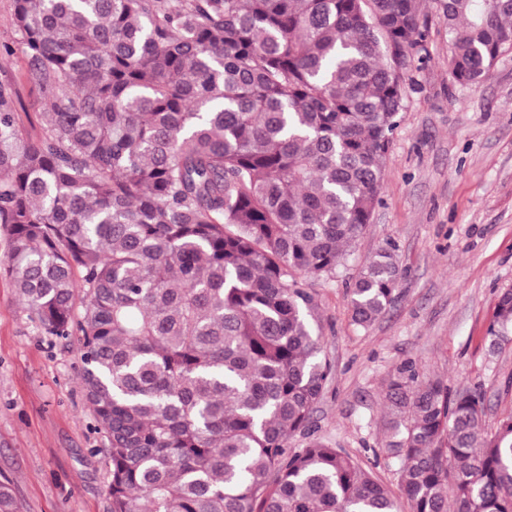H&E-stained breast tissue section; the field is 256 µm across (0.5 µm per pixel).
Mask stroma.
Returning a JSON list of instances; mask_svg holds the SVG:
<instances>
[{
	"label": "stroma",
	"instance_id": "obj_1",
	"mask_svg": "<svg viewBox=\"0 0 512 512\" xmlns=\"http://www.w3.org/2000/svg\"><path fill=\"white\" fill-rule=\"evenodd\" d=\"M425 49L408 71L403 119L386 158L380 203L345 268L318 285L320 332L335 375L313 418L321 437L373 465L390 490L394 465L384 397L405 360L450 387L480 385L486 424L512 413V342L485 344L498 293L512 288V49L474 85L451 75L448 35L437 0ZM26 56L0 60L26 138L44 134V99ZM397 247L393 305L366 329L351 322L348 285L385 243ZM72 340L45 333L0 274V482L22 512H110L106 438L80 382Z\"/></svg>",
	"mask_w": 512,
	"mask_h": 512
}]
</instances>
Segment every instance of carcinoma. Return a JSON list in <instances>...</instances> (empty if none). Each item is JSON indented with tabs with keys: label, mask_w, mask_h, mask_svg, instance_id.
I'll list each match as a JSON object with an SVG mask.
<instances>
[{
	"label": "carcinoma",
	"mask_w": 512,
	"mask_h": 512,
	"mask_svg": "<svg viewBox=\"0 0 512 512\" xmlns=\"http://www.w3.org/2000/svg\"><path fill=\"white\" fill-rule=\"evenodd\" d=\"M439 19L460 84L512 48V0H440ZM12 22L46 132L25 139L0 86V271L76 337L111 512H399L318 436L315 285L379 202L421 0H14ZM399 277L390 243L362 264L354 325ZM511 335L509 288L489 353ZM385 405L410 512H512V415L488 432L480 387L407 360ZM0 512H21L8 483Z\"/></svg>",
	"instance_id": "obj_1"
}]
</instances>
